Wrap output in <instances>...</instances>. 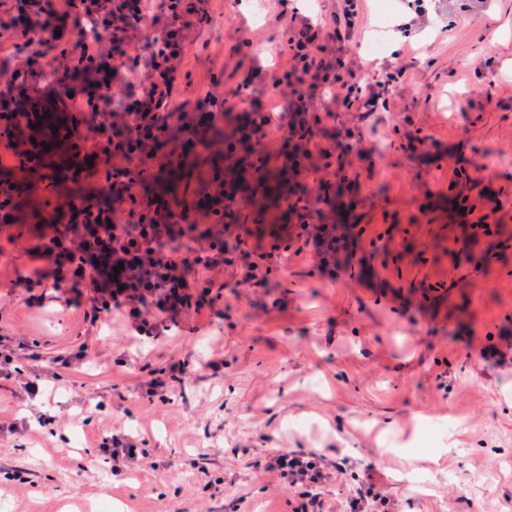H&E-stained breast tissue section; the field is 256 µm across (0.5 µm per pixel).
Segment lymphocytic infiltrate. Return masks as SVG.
I'll return each mask as SVG.
<instances>
[{
	"mask_svg": "<svg viewBox=\"0 0 512 512\" xmlns=\"http://www.w3.org/2000/svg\"><path fill=\"white\" fill-rule=\"evenodd\" d=\"M204 0H0V257L25 253L31 269L10 279L9 296L24 301L40 283L71 290L65 305L83 311L94 332L112 311L125 317L131 335L155 337L180 315L202 313L225 267L238 266L242 285H266L281 247L256 249L238 262L227 236L236 227L239 177L261 190L273 155L284 156L297 176L322 177L333 154L313 141L321 124L311 112L316 90L337 104L368 108L366 95L341 60L326 56L329 42L353 30L357 0H345L344 25L325 32L321 22L303 19L288 39L287 65L274 84L288 89V109L246 108L239 94H225L211 80L204 97L190 102L179 91L191 74L183 67L195 26L210 22ZM60 113L52 121L50 113ZM235 122L221 141L211 131ZM284 134L277 151L265 138L273 125ZM169 153H160L164 141ZM220 152L224 165L192 199L171 202L143 192L133 175L165 168L173 155ZM60 153L70 180L96 179L93 196L67 195L55 203L58 223L34 243L22 245L13 230L20 189L42 175L49 153ZM29 158L18 171L19 154ZM296 219L298 239L313 244L322 265L336 267L347 239L315 221L314 207L286 201ZM16 350L0 342V377L15 382L22 401L44 397L47 383L17 366ZM286 479L299 505L295 512H330L318 486L332 479L322 457L282 449L264 465Z\"/></svg>",
	"mask_w": 512,
	"mask_h": 512,
	"instance_id": "1",
	"label": "lymphocytic infiltrate"
}]
</instances>
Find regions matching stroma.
<instances>
[{
    "label": "stroma",
    "instance_id": "stroma-1",
    "mask_svg": "<svg viewBox=\"0 0 512 512\" xmlns=\"http://www.w3.org/2000/svg\"><path fill=\"white\" fill-rule=\"evenodd\" d=\"M355 29L330 46L387 109L363 112L316 93L317 143L336 152L337 191L324 224H346L355 257L320 267L314 246L281 256L266 286L224 289L202 315L133 340L120 314L85 336L80 311L47 300L8 305L0 334L39 358L88 343L91 360L61 370L41 428L37 409L0 385V417L27 430L0 446V512H292L287 483L256 462L300 448L345 462L321 487L344 505L374 480L393 512H512V0H360ZM185 67L196 100L209 76L224 90L261 78L248 102L286 111L272 86L292 33L279 0H208ZM384 35L387 48L370 54ZM252 39L247 58L230 47ZM424 138L419 151L411 137ZM476 178L471 198L503 204L497 235L473 237L455 208L454 170ZM169 377L168 402H148L150 372ZM137 436L145 460L113 477L102 433ZM420 459L415 472L405 458Z\"/></svg>",
    "mask_w": 512,
    "mask_h": 512
}]
</instances>
